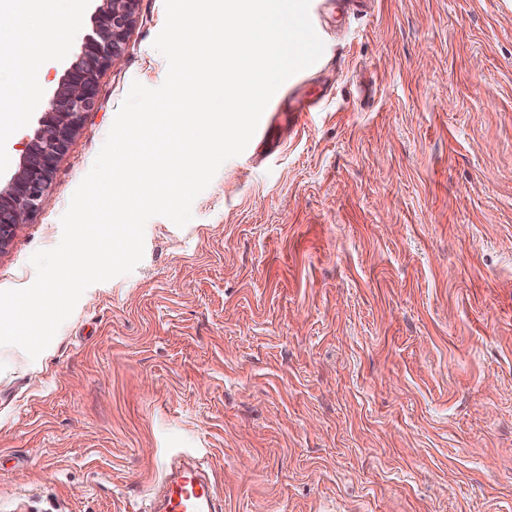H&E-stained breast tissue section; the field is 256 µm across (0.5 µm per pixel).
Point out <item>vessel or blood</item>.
<instances>
[{"mask_svg": "<svg viewBox=\"0 0 512 512\" xmlns=\"http://www.w3.org/2000/svg\"><path fill=\"white\" fill-rule=\"evenodd\" d=\"M147 512H223L201 459L170 470Z\"/></svg>", "mask_w": 512, "mask_h": 512, "instance_id": "1", "label": "vessel or blood"}]
</instances>
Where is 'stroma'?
<instances>
[{
	"mask_svg": "<svg viewBox=\"0 0 512 512\" xmlns=\"http://www.w3.org/2000/svg\"><path fill=\"white\" fill-rule=\"evenodd\" d=\"M43 67L51 102L95 25ZM318 98L226 161L179 227L90 286L37 359L0 347V512H134L172 458H208L224 512H512V0H311ZM164 0L0 253L35 278L132 82L163 84ZM0 135L17 171L40 111Z\"/></svg>",
	"mask_w": 512,
	"mask_h": 512,
	"instance_id": "35a3bbf8",
	"label": "stroma"
}]
</instances>
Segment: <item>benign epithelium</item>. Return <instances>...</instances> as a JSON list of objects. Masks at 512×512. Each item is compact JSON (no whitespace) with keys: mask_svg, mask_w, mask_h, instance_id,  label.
Here are the masks:
<instances>
[{"mask_svg":"<svg viewBox=\"0 0 512 512\" xmlns=\"http://www.w3.org/2000/svg\"><path fill=\"white\" fill-rule=\"evenodd\" d=\"M139 2L101 0L93 34L84 38L60 80L17 172L7 185H0V250L10 243L17 226L26 223L42 206L61 153L80 127L84 113L95 105L100 73L122 57Z\"/></svg>","mask_w":512,"mask_h":512,"instance_id":"benign-epithelium-1","label":"benign epithelium"}]
</instances>
